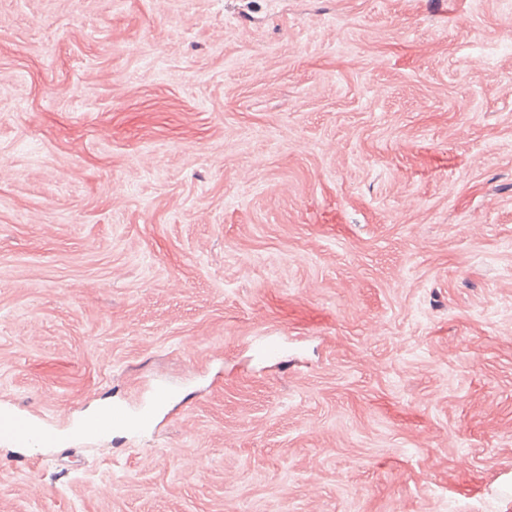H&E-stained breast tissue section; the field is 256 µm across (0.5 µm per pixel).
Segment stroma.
<instances>
[{
  "instance_id": "obj_1",
  "label": "stroma",
  "mask_w": 512,
  "mask_h": 512,
  "mask_svg": "<svg viewBox=\"0 0 512 512\" xmlns=\"http://www.w3.org/2000/svg\"><path fill=\"white\" fill-rule=\"evenodd\" d=\"M1 409L0 512H512V0H0ZM133 413L130 409L112 405V408L107 409L99 415L89 416L82 423L77 436L80 438H94L112 427L113 430H128L129 420ZM33 421L30 417L15 413H0V441L14 447L56 448L57 433L49 428H41L37 436L32 434Z\"/></svg>"
}]
</instances>
